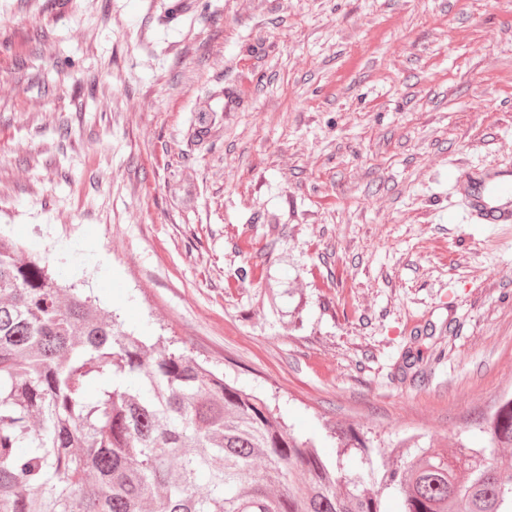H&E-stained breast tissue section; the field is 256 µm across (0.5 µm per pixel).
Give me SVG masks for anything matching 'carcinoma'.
<instances>
[{"label":"carcinoma","instance_id":"obj_1","mask_svg":"<svg viewBox=\"0 0 512 512\" xmlns=\"http://www.w3.org/2000/svg\"><path fill=\"white\" fill-rule=\"evenodd\" d=\"M80 283L0 235V512H512V397L451 461L428 449L379 486L349 429L324 456L183 352L153 353Z\"/></svg>","mask_w":512,"mask_h":512}]
</instances>
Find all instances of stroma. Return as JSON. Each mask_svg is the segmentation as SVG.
<instances>
[{
	"label": "stroma",
	"mask_w": 512,
	"mask_h": 512,
	"mask_svg": "<svg viewBox=\"0 0 512 512\" xmlns=\"http://www.w3.org/2000/svg\"><path fill=\"white\" fill-rule=\"evenodd\" d=\"M0 0V232L300 440L482 447L512 393V0ZM453 194L477 224H512V168L460 169L449 175Z\"/></svg>",
	"instance_id": "obj_1"
}]
</instances>
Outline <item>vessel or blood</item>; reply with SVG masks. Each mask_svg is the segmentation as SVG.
Here are the masks:
<instances>
[{
	"mask_svg": "<svg viewBox=\"0 0 512 512\" xmlns=\"http://www.w3.org/2000/svg\"><path fill=\"white\" fill-rule=\"evenodd\" d=\"M451 188L479 224H512V168L455 169Z\"/></svg>",
	"mask_w": 512,
	"mask_h": 512,
	"instance_id": "b4317fda",
	"label": "vessel or blood"
}]
</instances>
